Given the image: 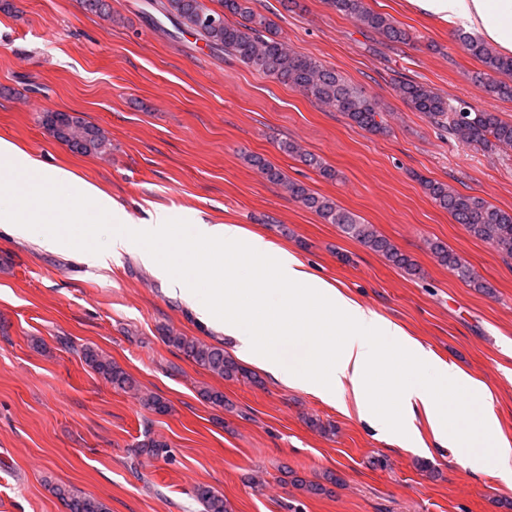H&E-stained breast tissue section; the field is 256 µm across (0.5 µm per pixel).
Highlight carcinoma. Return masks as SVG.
<instances>
[{
  "label": "carcinoma",
  "instance_id": "obj_1",
  "mask_svg": "<svg viewBox=\"0 0 512 512\" xmlns=\"http://www.w3.org/2000/svg\"><path fill=\"white\" fill-rule=\"evenodd\" d=\"M330 3L337 12L354 19L361 28L379 35L387 43L410 41L405 29L372 10L366 0H330ZM253 4L254 0H145V15L150 19L152 11H157L176 28L191 31L212 51L230 55L247 67L301 91L321 107L345 115L362 129L370 132L385 129L380 106L366 95L362 87L317 59L294 51L288 39L274 31L272 21L257 12ZM461 42L465 50L484 66V71L477 76L484 91L498 99L512 100V57L503 56L484 41L468 35L463 36ZM395 87L415 111L424 113L432 122L448 130L449 136L470 144L512 151V122L501 119L497 113L454 104L433 88L406 78L398 80ZM69 138L80 145L82 154H103L111 147L110 140L100 128L86 123L79 116L73 118ZM247 161L266 180L282 186L291 198L301 202L324 222L338 225L348 237L383 254L395 266L417 273L416 264L410 257L378 234L373 225L362 223L335 201L316 195L304 185L288 179L263 157L251 154ZM425 189L456 223L464 225L468 232L504 258L512 259V211L495 207L478 196L463 194L444 183L427 181ZM430 248L438 260L461 279L476 288L484 287L463 257L442 243L434 242ZM163 339L168 346L212 375L225 380L248 377L247 371L220 345L206 343L172 329L164 332ZM80 359L114 389L139 393L146 409L155 413L170 411L169 402L163 396L142 391L136 378L99 348L84 346L80 350ZM166 447L165 441L146 430L143 440L131 449L130 465H138L143 456H158ZM290 483L309 495H321L328 492L326 484H336L338 478L327 474L324 482L320 483L294 476ZM53 493L68 512H109L101 500L70 486L57 485L53 487ZM195 495L203 512H230L224 496L208 487H197Z\"/></svg>",
  "mask_w": 512,
  "mask_h": 512
}]
</instances>
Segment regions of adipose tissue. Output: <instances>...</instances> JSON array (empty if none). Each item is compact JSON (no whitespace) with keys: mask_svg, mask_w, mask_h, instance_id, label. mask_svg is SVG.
Instances as JSON below:
<instances>
[{"mask_svg":"<svg viewBox=\"0 0 512 512\" xmlns=\"http://www.w3.org/2000/svg\"><path fill=\"white\" fill-rule=\"evenodd\" d=\"M421 12L477 28L512 51V0H410ZM113 224L105 250L136 249L172 285V294L196 311L202 324L237 338V355L282 383L336 401L350 397L358 417L400 444H414L417 417H425L444 447L465 449L471 466L494 461L512 475V448L478 449L494 429L481 414L476 428L461 426L448 402L452 390L475 387L471 377L436 358L396 324L340 289L307 273L291 253L247 239L234 224L175 227L165 215L136 224L115 209L99 187L70 170L30 157L0 138V228L24 225L40 246L83 254L99 222ZM245 267L248 280L223 283L202 265ZM423 365L436 377L422 384L406 375Z\"/></svg>","mask_w":512,"mask_h":512,"instance_id":"ef3b65f1","label":"adipose tissue"}]
</instances>
